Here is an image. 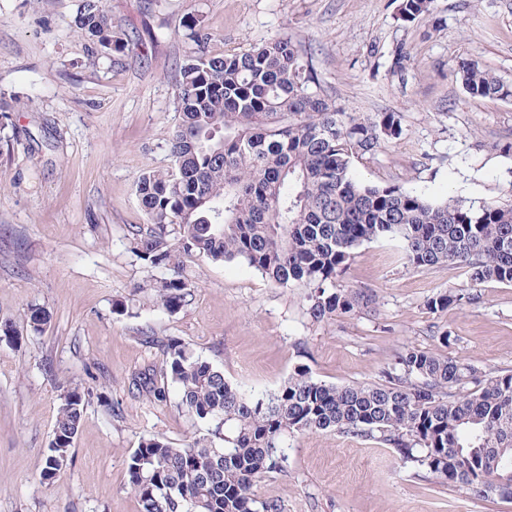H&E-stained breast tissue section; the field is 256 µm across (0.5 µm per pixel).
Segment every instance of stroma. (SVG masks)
<instances>
[{"label":"stroma","mask_w":512,"mask_h":512,"mask_svg":"<svg viewBox=\"0 0 512 512\" xmlns=\"http://www.w3.org/2000/svg\"><path fill=\"white\" fill-rule=\"evenodd\" d=\"M81 3L0 0V325L16 330L0 341V512H140L129 454L143 438L180 445L198 429L178 396L154 404L134 386L162 365L148 336L182 339L259 392L300 368L328 384L378 383L408 345L512 370V285L485 283L479 303L432 312L428 297L466 287L465 267L414 268L394 241L360 246L341 278L374 291L377 307L320 322L307 313L312 285H273L241 259L186 260L190 296L167 311L145 286L166 269L131 250L147 228L136 181L170 163L191 18H203L216 54L288 33L344 111L398 113L401 136L354 162L358 181L479 204L512 186V100L470 97L453 69L476 61L512 83V0H431L411 23L398 0H103L133 39L117 55L76 27ZM399 48L409 59L395 74ZM36 305L49 314L37 331ZM65 387L84 392V417L66 467L44 483ZM287 454V473L258 487L280 512H512L370 439L298 434Z\"/></svg>","instance_id":"obj_1"}]
</instances>
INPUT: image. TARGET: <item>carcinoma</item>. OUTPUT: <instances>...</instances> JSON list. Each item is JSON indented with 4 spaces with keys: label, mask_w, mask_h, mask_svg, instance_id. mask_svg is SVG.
Wrapping results in <instances>:
<instances>
[{
    "label": "carcinoma",
    "mask_w": 512,
    "mask_h": 512,
    "mask_svg": "<svg viewBox=\"0 0 512 512\" xmlns=\"http://www.w3.org/2000/svg\"><path fill=\"white\" fill-rule=\"evenodd\" d=\"M430 0H399V19L413 22ZM77 27L118 52L128 41L112 29L102 0H84ZM195 45L179 65L180 122L171 166L146 171L136 192L150 227L133 252L169 276L155 292L174 312L189 296L183 258L243 259L279 287L315 285V321L350 314L373 298L339 283L361 245L400 243L416 268L459 264L470 287L443 290L432 311L480 300L477 286L512 284V184L505 199L478 206L464 199L432 202L399 183H361L354 160L373 157L401 135L396 112H345L322 88L312 58L287 33L236 52L213 54L204 21L191 23ZM474 98L511 99L512 88L473 61L458 64ZM163 353L162 374L139 379L155 403L176 386L179 406L205 432L176 446L142 440L127 460L128 487L141 512H279L256 489L288 470L290 434L336 431L369 438L405 463L481 500L512 503V373L478 378L474 365L407 346L378 384L336 386L295 371L273 392L250 393L177 338L144 337ZM84 394L66 389L41 481L66 465L84 415Z\"/></svg>",
    "instance_id": "carcinoma-1"
}]
</instances>
